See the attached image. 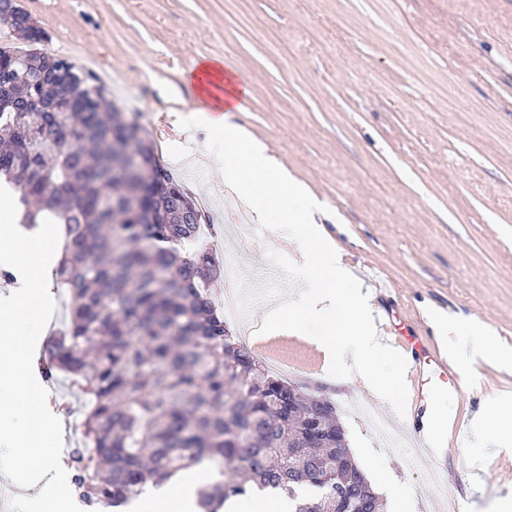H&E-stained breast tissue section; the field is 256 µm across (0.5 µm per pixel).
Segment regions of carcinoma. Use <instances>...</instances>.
Segmentation results:
<instances>
[{
	"instance_id": "carcinoma-1",
	"label": "carcinoma",
	"mask_w": 512,
	"mask_h": 512,
	"mask_svg": "<svg viewBox=\"0 0 512 512\" xmlns=\"http://www.w3.org/2000/svg\"><path fill=\"white\" fill-rule=\"evenodd\" d=\"M27 46L0 48V180L20 190L22 223L46 211L63 225L55 283L68 313L49 344L51 373L84 399L80 443L69 457L79 498L125 507L206 461L221 479L198 491L199 512H220L246 491L285 495L292 512H336V482L322 472L336 448L304 447L318 402L297 395L229 332L210 284L220 271L200 243L203 212L159 161L154 142L72 60L35 49L46 34L17 0ZM86 111L24 112L59 97L55 75ZM238 469L224 474V463Z\"/></svg>"
}]
</instances>
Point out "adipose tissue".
Instances as JSON below:
<instances>
[{
	"label": "adipose tissue",
	"mask_w": 512,
	"mask_h": 512,
	"mask_svg": "<svg viewBox=\"0 0 512 512\" xmlns=\"http://www.w3.org/2000/svg\"><path fill=\"white\" fill-rule=\"evenodd\" d=\"M190 79L210 100V123L224 138L225 188L245 196L264 218L287 225L300 255L305 299L284 300L265 314L264 323L306 337L330 359L351 360L362 383L378 396L395 400L400 387L396 360L374 335L362 288L339 265L334 249L322 235L309 194L282 172L261 142L225 121L224 114L236 92L218 62L200 59ZM207 478L206 472L193 471L162 498L152 501L149 512H196L193 486Z\"/></svg>",
	"instance_id": "adipose-tissue-1"
}]
</instances>
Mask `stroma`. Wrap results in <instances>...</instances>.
Returning <instances> with one entry per match:
<instances>
[{
    "label": "stroma",
    "mask_w": 512,
    "mask_h": 512,
    "mask_svg": "<svg viewBox=\"0 0 512 512\" xmlns=\"http://www.w3.org/2000/svg\"><path fill=\"white\" fill-rule=\"evenodd\" d=\"M41 51L97 59L108 98L157 140L169 172L210 228L209 248L250 280L278 266L277 294L300 295L285 232L238 223L219 165L224 143L188 78L196 59L232 69L248 90L225 119L262 142L317 199L322 226L362 284L372 319L416 328L441 353L436 320L481 323L512 350V0H19ZM313 347L271 364L336 406L348 446L384 512H496L512 495V449L478 433L489 405L512 416V363L456 357L463 394L431 392L474 428L465 451L434 457L383 447L365 408L404 414L336 385Z\"/></svg>",
    "instance_id": "stroma-1"
}]
</instances>
